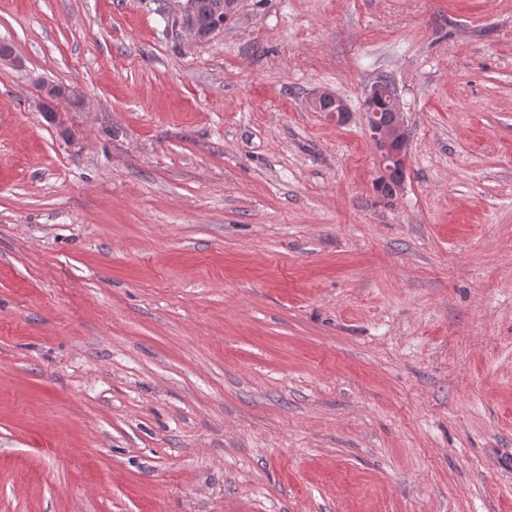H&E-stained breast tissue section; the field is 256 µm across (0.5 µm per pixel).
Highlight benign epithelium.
Segmentation results:
<instances>
[{
	"mask_svg": "<svg viewBox=\"0 0 512 512\" xmlns=\"http://www.w3.org/2000/svg\"><path fill=\"white\" fill-rule=\"evenodd\" d=\"M177 17L184 32L190 38L198 39L189 21L188 0H178ZM322 99L333 100L334 110L330 112V116L336 123L342 124L347 121L349 118L347 105L342 99L327 91L315 93L310 100L311 107L316 111L319 110V101ZM386 100L389 101L391 111L396 117V120L390 125H383L378 120L379 105ZM365 112L370 140L376 151L382 172L387 175L392 169V164L397 160H405V153H407V140L399 104L395 98L388 96L383 84L377 83L367 95Z\"/></svg>",
	"mask_w": 512,
	"mask_h": 512,
	"instance_id": "7a95c632",
	"label": "benign epithelium"
}]
</instances>
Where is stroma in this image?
<instances>
[{
  "label": "stroma",
  "mask_w": 512,
  "mask_h": 512,
  "mask_svg": "<svg viewBox=\"0 0 512 512\" xmlns=\"http://www.w3.org/2000/svg\"><path fill=\"white\" fill-rule=\"evenodd\" d=\"M176 12L0 0V512H512V0ZM227 0H178L177 17L184 32L192 39L199 40L188 17V2L190 4V19L198 32L207 35L213 26L215 31L223 29L229 21L236 16L241 0H228V8L224 15V6ZM224 17L223 21L216 22ZM386 98L396 117L391 125L380 123V121L387 124L392 122L393 115L389 109L381 108L380 116L378 113L379 105L386 101ZM365 112L370 140L376 151L383 175H388L395 161L401 160L404 164V154L407 153L406 133L399 104L395 98L388 95L382 83H377L367 95ZM330 98L333 100L334 110H333L331 101L330 102H321L319 105L320 100L330 99ZM310 104H311V107L316 112H321V111L322 112H330L331 110H333L329 114H330L331 118L336 121L337 124L345 123L347 121V119L349 118L350 111H349L347 105L345 104V102L342 99H340L339 97L331 94L330 92L321 91V92L315 93L310 100ZM319 108L321 111L319 110Z\"/></svg>",
  "instance_id": "stroma-1"
}]
</instances>
